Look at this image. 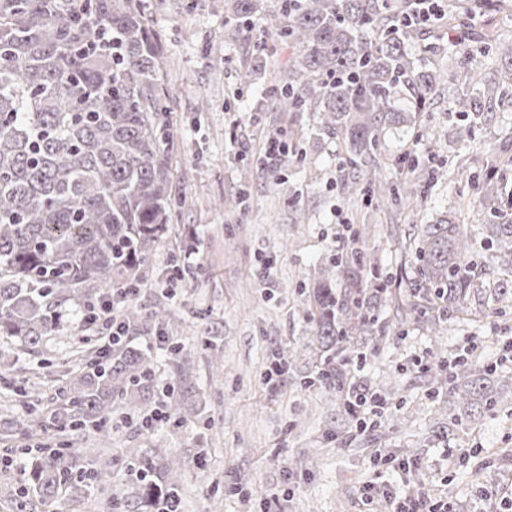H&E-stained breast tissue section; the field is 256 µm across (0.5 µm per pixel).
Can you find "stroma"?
<instances>
[{"instance_id":"obj_1","label":"stroma","mask_w":512,"mask_h":512,"mask_svg":"<svg viewBox=\"0 0 512 512\" xmlns=\"http://www.w3.org/2000/svg\"><path fill=\"white\" fill-rule=\"evenodd\" d=\"M141 6L162 36L168 105L177 148L172 156L173 191L186 197L165 241L153 253L151 274L136 299L150 309L169 307L178 322L175 335L193 351L189 368L179 369L169 352L151 337H134L150 347L162 382L192 387L201 413L168 420L151 436L141 435L119 415L107 426L112 450L160 448L179 455L185 505L182 512H386L363 504V482L397 473L378 472L371 461L389 456L417 461L406 493L433 488L455 512H485L490 495L512 481V409L478 417L438 438L432 431L444 412L430 396L427 366L474 348L489 362L500 361L512 341V308L468 324L444 323L439 335L422 324L391 320L379 355L356 362L359 383L388 381L393 388L384 428L359 432L339 395L305 389L300 380L314 371L318 353L311 347L306 321L307 287L313 270L334 252L339 225L369 222L377 232L368 250L377 265L413 267L401 259L397 244L375 209H355L336 189L341 144L333 138L302 139L298 153H284L276 165L265 162L269 132L287 135L289 119L261 111L262 91L273 84L289 49L263 36L262 73L250 84L241 80L242 62L252 42H224V0H142ZM487 35L512 40V9L488 0L479 18L463 28H421L409 50L421 57L438 47V63L451 68L462 44L478 47ZM207 111H199L201 101ZM447 104L422 117L416 126L388 129L383 142L386 175L397 178L396 157L405 149L416 156L430 151L432 131L443 134L439 157L512 155V112L476 126L471 144L450 132ZM286 178L294 196L281 193L276 178ZM243 195L233 212L218 206L220 197ZM197 270L198 277L167 288L171 256ZM270 263V275L261 266ZM93 329L73 314L68 330L37 346L0 338V357L13 361L0 376V419L27 422L35 401L55 396L67 371L82 369L73 350ZM215 339L216 351L199 350ZM295 348L300 357L276 393H268L263 373L273 354ZM31 385L30 397L18 389Z\"/></svg>"}]
</instances>
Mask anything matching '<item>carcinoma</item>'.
Listing matches in <instances>:
<instances>
[{"label": "carcinoma", "mask_w": 512, "mask_h": 512, "mask_svg": "<svg viewBox=\"0 0 512 512\" xmlns=\"http://www.w3.org/2000/svg\"><path fill=\"white\" fill-rule=\"evenodd\" d=\"M428 4L422 0H224V38L238 42L260 26L292 49L282 77L266 93L268 112L308 115L311 131L345 148L340 192L349 201L384 208L395 220L404 207L418 210L443 172L404 153L397 180L383 176L382 134L400 124L401 98L412 111L431 112L448 102V117L470 122L455 128L465 142L473 126L491 122L512 106V42H490L466 53L452 73L433 60L417 65L407 43ZM163 42L137 0H0V336L27 346L65 329L69 307L144 282L149 261L183 201L172 196V124L164 84ZM492 55L496 73L480 76ZM475 193L490 201L493 220L481 225L497 264L512 272V216L494 206L503 188L470 176ZM456 207L414 237L416 276L406 300L382 285L362 286L368 228L355 231L361 247L335 255L312 273L313 302L307 320L324 354L322 367L301 383L345 393L348 364L377 354L384 337L378 311L397 319L473 322L482 310L509 299L476 273L469 225ZM114 314L126 335L164 336L176 317L164 306L142 311L116 298ZM433 395L448 398L459 426L496 409L512 394V377L467 350L430 369ZM152 356L129 346L112 347L100 363L86 359L83 372L59 389L52 408L21 425L55 429L64 439L33 450L17 481L0 483V512H40L57 499H83L102 481L126 512L181 510L175 471L179 458L140 448L112 453L106 421L128 412L143 424L145 394L154 389ZM166 409L187 416L182 395L167 385ZM100 447L74 448L88 426Z\"/></svg>", "instance_id": "obj_1"}]
</instances>
